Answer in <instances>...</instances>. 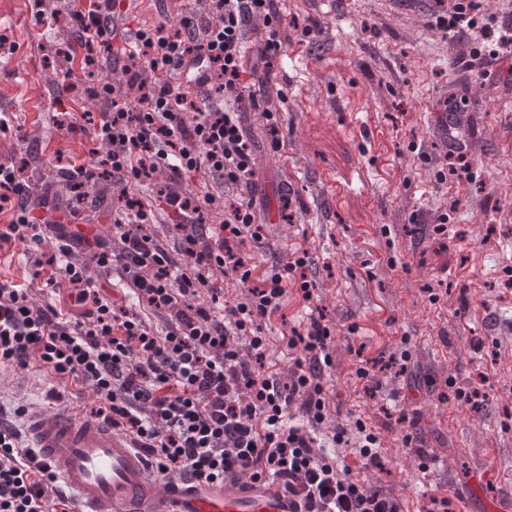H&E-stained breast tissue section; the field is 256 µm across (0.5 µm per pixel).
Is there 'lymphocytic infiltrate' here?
<instances>
[{"label":"lymphocytic infiltrate","mask_w":512,"mask_h":512,"mask_svg":"<svg viewBox=\"0 0 512 512\" xmlns=\"http://www.w3.org/2000/svg\"><path fill=\"white\" fill-rule=\"evenodd\" d=\"M121 0H77L72 13L80 34L69 46L85 73L113 55ZM201 11L171 14L123 46L121 73L138 96L134 107L113 106L93 125L90 163L69 170L75 189L112 180L118 203L110 211L112 239L90 238L80 211L57 201L23 196L24 168L0 162V204L12 219L0 225V243H42L56 231L48 257L51 299L37 304L28 288L0 282V367L26 369L30 356L54 379L91 386L95 418L126 433L152 457L170 486L202 491L228 478L267 482L297 500L298 512H400L392 496L366 488L340 469L335 449L356 447L377 463L381 440L357 422L356 436L336 426L328 444L317 431L331 417L324 374L332 366L331 331L311 320L288 337L286 373L265 364L263 325L283 308L288 288L311 298L308 257L295 254L282 267L255 273L243 255L261 241L254 209L257 154L244 127L249 111L262 114L273 149L281 107L268 92L283 53L276 0H201ZM474 0H449L441 28L467 34L492 58L512 59V25H478ZM261 31L254 54L244 49L247 26ZM163 82H156V75ZM198 189H184L186 177ZM222 180L234 198L215 194ZM175 222L174 250L149 226L157 211ZM77 250L91 265L70 262ZM229 273L247 290L228 305L214 288L215 272ZM132 290L143 309L117 306L107 288ZM67 294L78 310L71 320L55 298ZM207 296L204 305L195 300ZM170 312L160 328L151 315ZM23 407L0 403V512H71L49 465L25 448L16 422Z\"/></svg>","instance_id":"obj_1"}]
</instances>
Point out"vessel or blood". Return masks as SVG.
<instances>
[{"label": "vessel or blood", "instance_id": "vessel-or-blood-1", "mask_svg": "<svg viewBox=\"0 0 512 512\" xmlns=\"http://www.w3.org/2000/svg\"><path fill=\"white\" fill-rule=\"evenodd\" d=\"M27 445L51 466L75 512H296L287 496L241 480L201 494L167 491L123 432L68 406H27Z\"/></svg>", "mask_w": 512, "mask_h": 512}]
</instances>
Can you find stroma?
<instances>
[{
    "mask_svg": "<svg viewBox=\"0 0 512 512\" xmlns=\"http://www.w3.org/2000/svg\"><path fill=\"white\" fill-rule=\"evenodd\" d=\"M74 0H0V160L26 163L31 196L52 189L70 197L61 168L88 162L90 137L60 126V112L99 118L113 100H134L126 85L91 96L86 84L61 93L74 60L60 54L73 32H59ZM285 56L273 68L281 90L284 141L272 151L259 113L246 116L257 136L254 200L265 226L246 250L262 268L307 250L312 297L287 294L265 328L268 362L288 367L286 341L310 315L330 327L333 364L326 377L333 422L363 421L379 433L381 464L338 449L340 466L397 499L402 512H428L453 496L457 512H476L467 477L494 463L492 492L512 491V74L494 64L487 78L465 79L473 44L440 30L438 0H279ZM311 27L302 36V27ZM470 122L442 131L436 122L449 93ZM472 160L471 176L437 180L451 155ZM445 231H438V224ZM55 241L0 246V279L47 299L38 276ZM408 350L407 372L373 370L360 359ZM51 379L39 358L28 369L0 368V400L40 402ZM481 387L480 407L455 389ZM417 414L414 447H404L398 410ZM427 458H419L417 449Z\"/></svg>",
    "mask_w": 512,
    "mask_h": 512,
    "instance_id": "stroma-1",
    "label": "stroma"
}]
</instances>
